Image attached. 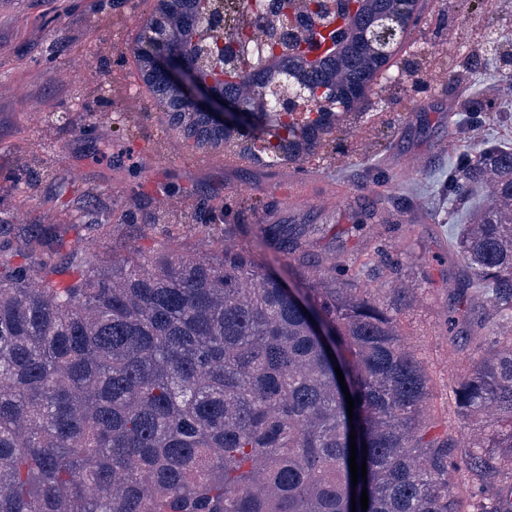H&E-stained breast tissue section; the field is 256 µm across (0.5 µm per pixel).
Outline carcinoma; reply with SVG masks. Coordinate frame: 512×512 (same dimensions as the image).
Returning <instances> with one entry per match:
<instances>
[{"instance_id":"1","label":"carcinoma","mask_w":512,"mask_h":512,"mask_svg":"<svg viewBox=\"0 0 512 512\" xmlns=\"http://www.w3.org/2000/svg\"><path fill=\"white\" fill-rule=\"evenodd\" d=\"M226 0H157L137 53L140 77L167 125L203 152L244 163L292 165L359 117L348 101L388 63L372 31L405 27L404 0H270L233 26L335 25L317 48L293 36L265 46L262 68L242 47L228 63L213 19ZM223 97L245 80L255 98L302 108L261 112L246 140L186 99L151 54L155 27ZM491 198L471 207L472 186ZM462 233L458 297L486 289L479 337L458 376L455 411L484 414L488 431L430 435V377L404 343L399 314L416 289L378 246L367 263L391 279L377 297L346 264L300 276L288 293L264 257L214 225L233 209L198 199L188 223L208 249H174L73 267L42 258L0 276V512H512V148L466 153L451 184ZM295 270L312 267L307 229H265ZM343 372L339 384L335 367ZM355 401L348 418L341 386ZM366 480L351 486L349 435Z\"/></svg>"}]
</instances>
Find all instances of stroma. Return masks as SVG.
<instances>
[{
	"label": "stroma",
	"mask_w": 512,
	"mask_h": 512,
	"mask_svg": "<svg viewBox=\"0 0 512 512\" xmlns=\"http://www.w3.org/2000/svg\"><path fill=\"white\" fill-rule=\"evenodd\" d=\"M152 8L151 0H0V209L19 216L0 226L12 246L0 272L28 262L45 227L52 237L39 254L57 263L91 245L107 257L169 245L196 253L202 237L184 218L203 194L248 203L235 228L243 242L262 224L316 225L310 258L349 260L358 287L377 296L388 282L364 264L385 242L420 289L399 324L431 376L432 432H458L453 389L473 348L444 325L459 269L448 182L467 149L512 147V95L489 46L512 49V0H417L419 21L361 118L299 170L233 163L169 129L134 56ZM463 117L465 133L454 134ZM107 142L127 146L134 169L98 160ZM95 211L110 223H93ZM125 213L130 223L120 222Z\"/></svg>",
	"instance_id": "1"
}]
</instances>
